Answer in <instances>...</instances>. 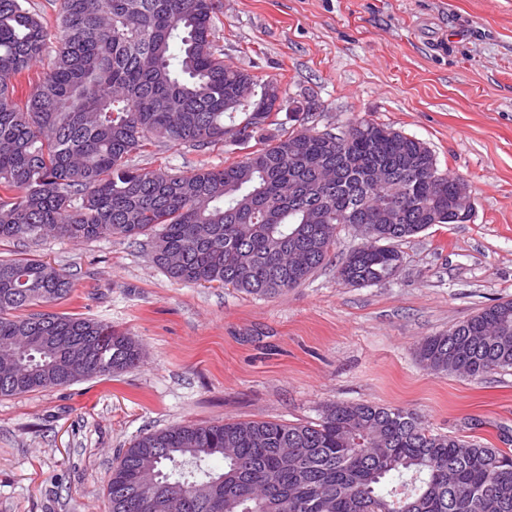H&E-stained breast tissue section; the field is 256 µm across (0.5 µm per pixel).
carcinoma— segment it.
I'll use <instances>...</instances> for the list:
<instances>
[{
  "instance_id": "carcinoma-1",
  "label": "carcinoma",
  "mask_w": 512,
  "mask_h": 512,
  "mask_svg": "<svg viewBox=\"0 0 512 512\" xmlns=\"http://www.w3.org/2000/svg\"><path fill=\"white\" fill-rule=\"evenodd\" d=\"M0 0V240L53 231L75 241L151 239L154 262L176 280L275 296L330 259L337 225L397 200V224L374 225L373 243L336 264L350 286L383 281L395 244L450 210L457 178L439 171L418 139L368 120L336 135L303 123L281 128L279 84L224 64L213 41L218 0H59L56 25ZM57 43L51 66L15 102V82ZM249 81L257 100H241ZM248 149L222 169L139 172L131 154L160 143ZM375 168L390 182L369 188ZM73 290L60 268L0 259V354L18 371L0 396L48 390L135 367L141 345L110 325L46 308ZM52 329L66 363L30 336ZM436 374L480 378L512 368V300L486 307L418 347ZM224 461L215 472L212 457ZM389 476L398 485L384 492ZM512 512V454L433 433L419 414L333 403L316 423L268 420L183 424L137 437L113 465L110 512Z\"/></svg>"
}]
</instances>
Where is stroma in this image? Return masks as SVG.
Returning a JSON list of instances; mask_svg holds the SVG:
<instances>
[{"instance_id":"stroma-1","label":"stroma","mask_w":512,"mask_h":512,"mask_svg":"<svg viewBox=\"0 0 512 512\" xmlns=\"http://www.w3.org/2000/svg\"><path fill=\"white\" fill-rule=\"evenodd\" d=\"M224 62L278 81L286 129L357 120L424 142L466 179L471 221L399 242V273L351 287L334 260L361 245L338 229L333 262L274 297L170 279L147 237L0 241L73 283L56 313L128 332L138 367L0 397V512H109L106 487L137 436L180 424L318 421L333 402L399 406L436 433L512 450V369L473 379L418 359L424 337L512 300V0H221ZM240 147H153L142 171L239 160Z\"/></svg>"}]
</instances>
